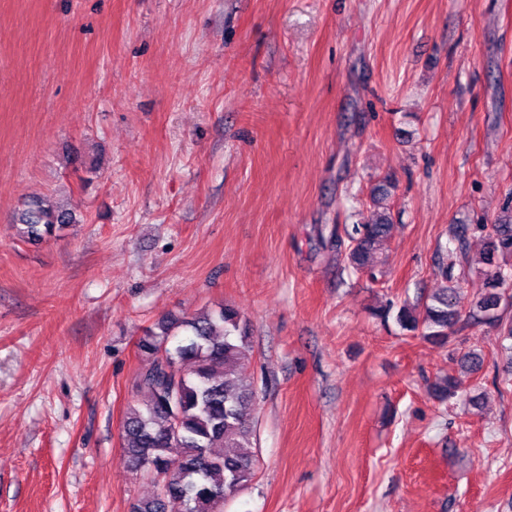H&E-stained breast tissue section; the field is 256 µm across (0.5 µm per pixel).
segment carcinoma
I'll return each instance as SVG.
<instances>
[{
  "mask_svg": "<svg viewBox=\"0 0 512 512\" xmlns=\"http://www.w3.org/2000/svg\"><path fill=\"white\" fill-rule=\"evenodd\" d=\"M392 184L375 187L370 195L377 219L369 224L344 225L349 241L347 267L354 273L374 274L373 258L391 228L386 201ZM73 223L66 210L33 202L19 218L18 236L36 243ZM484 233L482 268L488 292L464 305L461 285L438 289L428 300L400 306L396 321L425 340L445 342L464 310L493 322L512 341V320L503 322L502 308L511 307L501 285L512 283V198L493 224H479ZM187 343L167 347L179 330ZM142 368L137 389L146 400L131 405L122 434L126 468L151 473L157 491L134 504L132 512H224V504L253 481L257 459L252 451V413L257 395L243 382L239 369L249 355L247 323L237 308L224 305L190 318L166 317L137 343ZM483 358L474 347L458 360L461 370L476 374ZM462 389L454 375L433 384L441 399Z\"/></svg>",
  "mask_w": 512,
  "mask_h": 512,
  "instance_id": "cac0c4a2",
  "label": "carcinoma"
}]
</instances>
